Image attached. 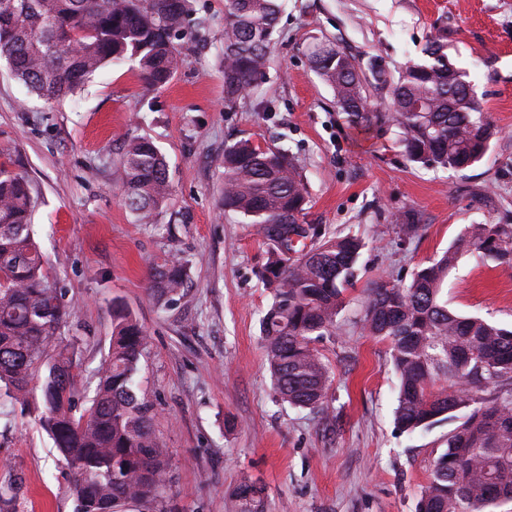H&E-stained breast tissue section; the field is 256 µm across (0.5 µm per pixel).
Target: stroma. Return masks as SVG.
<instances>
[{
	"mask_svg": "<svg viewBox=\"0 0 512 512\" xmlns=\"http://www.w3.org/2000/svg\"><path fill=\"white\" fill-rule=\"evenodd\" d=\"M470 69L497 129L486 157L461 171L409 162L399 129L348 125L308 61L331 40L360 64L398 75L437 30ZM183 64L163 88L111 63L48 104L0 59V143L15 146L38 194L37 240L74 314L86 387L112 333V304L147 331L137 379L168 449L167 512H239L241 484L262 488L258 512H415L455 424L411 434L394 423L398 379L389 342L359 318L381 280L410 281L465 230L512 220V0H286L266 76L253 98L224 102V0H191ZM268 103L270 111L259 110ZM150 138L172 196L156 223L122 203V147ZM248 139L285 151L309 193L305 223L366 243L333 335L317 341L331 372L322 409L276 401L261 319L272 302L257 273L271 249L260 225L225 214L224 148ZM424 224L406 234L393 215ZM188 265L166 306L148 292L153 266ZM448 307L512 327V270L466 255L448 276ZM22 479L15 512H74L69 473L32 412L0 404V483Z\"/></svg>",
	"mask_w": 512,
	"mask_h": 512,
	"instance_id": "1",
	"label": "stroma"
}]
</instances>
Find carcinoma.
I'll list each match as a JSON object with an SVG mask.
<instances>
[{
  "instance_id": "carcinoma-1",
  "label": "carcinoma",
  "mask_w": 512,
  "mask_h": 512,
  "mask_svg": "<svg viewBox=\"0 0 512 512\" xmlns=\"http://www.w3.org/2000/svg\"><path fill=\"white\" fill-rule=\"evenodd\" d=\"M281 0H224V100L235 106L255 93L266 71ZM190 0H0V58L14 77L45 101L74 92L105 64L133 63L159 89L175 77ZM312 69L356 128L378 123L401 130L406 158L427 167L462 170L481 161L496 128L470 79L448 56L445 30L395 79L370 64L386 91L388 112L370 111L366 75L333 41L314 45ZM125 207L150 224L172 194L167 163L146 138L132 137L122 157ZM224 211L262 226L275 243L259 272L273 300L261 324L275 398L320 409L330 372L314 342L335 333L344 293L357 277L365 243L326 236L304 224L309 199L286 154L239 140L224 149ZM37 198L15 149L0 147V385L14 405L40 391L36 421L68 467L74 512H119L136 502L164 512L170 455L152 429L154 411L135 377L147 344L144 326L123 303H112V336L95 372L90 405L81 394L80 341L57 344L72 316L62 299L32 222ZM294 232L297 238L281 239ZM512 269V224H470L438 260L407 283L370 289L361 318L370 336L390 341L399 380L396 427L403 433L459 419L418 494L416 512H492L512 499V329L448 309L443 287L460 257ZM187 268L167 259L152 268L148 288L163 300L184 287ZM262 489L236 492L254 512Z\"/></svg>"
}]
</instances>
